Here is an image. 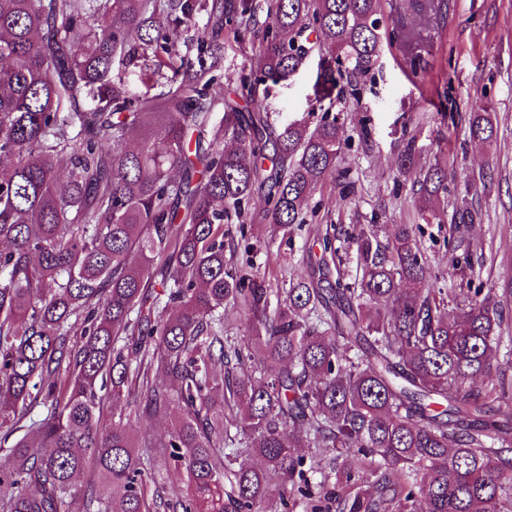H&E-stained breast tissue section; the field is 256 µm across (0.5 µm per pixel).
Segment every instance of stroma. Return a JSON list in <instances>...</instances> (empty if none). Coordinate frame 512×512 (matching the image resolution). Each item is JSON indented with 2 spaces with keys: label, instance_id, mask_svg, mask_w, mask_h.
<instances>
[{
  "label": "stroma",
  "instance_id": "1",
  "mask_svg": "<svg viewBox=\"0 0 512 512\" xmlns=\"http://www.w3.org/2000/svg\"><path fill=\"white\" fill-rule=\"evenodd\" d=\"M382 31L406 28L419 38L407 48L385 44L375 67L358 80H341L333 106L346 145L323 185L313 194L312 214L301 230L285 235L260 223L263 191L248 206L249 238L228 264H251L271 288L307 276L308 261L321 254L320 240L334 226L339 270L352 282L357 266L350 238L360 224H415L419 215L411 180L397 179L395 161L413 145L417 168L448 170V196H467L481 214L466 238L484 260L472 281L481 294H501L512 280V0H451L447 20L419 19L409 0H383ZM259 46L253 35L226 48L216 76L225 90L240 88ZM426 70L411 71L413 56ZM317 58L274 89L270 122L282 128L315 108ZM491 112L498 135L490 143L471 140L468 117L475 105ZM422 226L421 244L433 271L468 269L461 253L448 250L446 226Z\"/></svg>",
  "mask_w": 512,
  "mask_h": 512
}]
</instances>
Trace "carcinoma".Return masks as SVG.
<instances>
[{"instance_id": "cac0c4a2", "label": "carcinoma", "mask_w": 512, "mask_h": 512, "mask_svg": "<svg viewBox=\"0 0 512 512\" xmlns=\"http://www.w3.org/2000/svg\"><path fill=\"white\" fill-rule=\"evenodd\" d=\"M411 2L442 20L450 8ZM380 12V0H0V428L15 436L0 512H289L298 495L321 512L297 448L332 455L333 489H350L338 512H512L508 319L468 281L435 286L420 225L394 224L384 243L359 225L350 284L331 279L324 238L317 268L274 307L265 277L227 267L255 189L264 223L304 224L343 147L328 114L274 131L272 87L312 55L319 102L368 74ZM249 32L261 40L242 105L212 71ZM131 63L147 91L124 88ZM469 131L497 137L487 111ZM414 165L408 143L396 170ZM416 184L421 219L444 223L447 170ZM479 219L463 200L451 231ZM226 303L249 316L240 341L224 335ZM133 416L171 428L137 445ZM353 450L360 466L337 467ZM90 458L99 484L83 487ZM161 463L186 494L157 485Z\"/></svg>"}]
</instances>
